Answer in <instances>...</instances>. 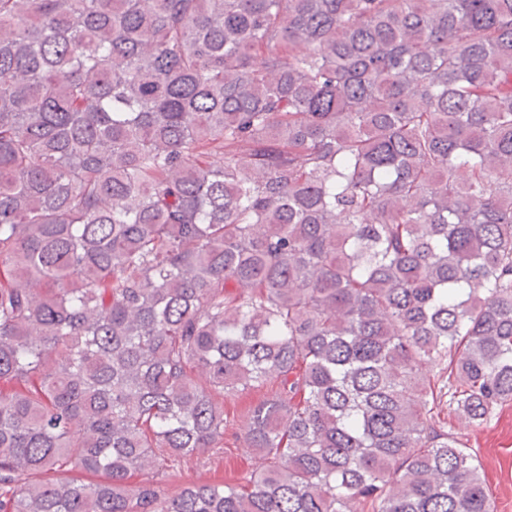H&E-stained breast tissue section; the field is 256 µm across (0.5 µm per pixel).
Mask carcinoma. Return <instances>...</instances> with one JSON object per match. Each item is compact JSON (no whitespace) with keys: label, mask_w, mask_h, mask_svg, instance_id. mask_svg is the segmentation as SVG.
<instances>
[{"label":"carcinoma","mask_w":512,"mask_h":512,"mask_svg":"<svg viewBox=\"0 0 512 512\" xmlns=\"http://www.w3.org/2000/svg\"><path fill=\"white\" fill-rule=\"evenodd\" d=\"M507 402L512 0H0V512H495ZM448 431L477 455L495 512H512V403L479 427L452 415ZM258 459L247 448H243L240 443L235 442L229 434L224 436V459L222 461L216 458L211 460V464L204 468L189 466L183 468L176 476L165 478V483L171 491H175L179 486L199 482L208 478L224 476V480L236 481L247 472H250L258 463ZM211 469L208 471V469ZM216 470V473H214Z\"/></svg>","instance_id":"1"}]
</instances>
